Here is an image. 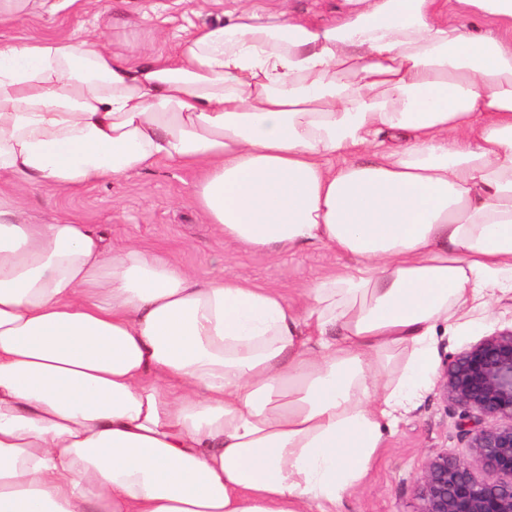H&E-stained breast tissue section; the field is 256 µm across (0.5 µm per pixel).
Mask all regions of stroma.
Wrapping results in <instances>:
<instances>
[{"mask_svg":"<svg viewBox=\"0 0 512 512\" xmlns=\"http://www.w3.org/2000/svg\"><path fill=\"white\" fill-rule=\"evenodd\" d=\"M237 0H61L54 13L27 17L6 34L15 38L48 34L81 35L124 51L137 43L147 49L172 48L176 36L204 25L223 23ZM195 172L163 162L109 184L61 193L35 185L23 192L25 208L36 223L69 220L101 228L113 247L136 243L168 256L203 278L235 273L259 286L283 289L297 298L316 277L343 265L327 247L298 250L278 258L246 252L225 242L206 224L190 189ZM512 326V298L496 302L488 322L464 336L442 332L436 362L494 331ZM462 411L429 389L418 405L385 435L363 483L345 499L344 512H419L417 481L428 457L445 452L468 454L461 432Z\"/></svg>","mask_w":512,"mask_h":512,"instance_id":"obj_1","label":"stroma"}]
</instances>
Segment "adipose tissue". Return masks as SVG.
Returning <instances> with one entry per match:
<instances>
[{"label": "adipose tissue", "mask_w": 512, "mask_h": 512, "mask_svg": "<svg viewBox=\"0 0 512 512\" xmlns=\"http://www.w3.org/2000/svg\"><path fill=\"white\" fill-rule=\"evenodd\" d=\"M351 2L144 59L0 36V512H336L512 295V0ZM163 161L225 241L347 264L295 301L17 194Z\"/></svg>", "instance_id": "1"}]
</instances>
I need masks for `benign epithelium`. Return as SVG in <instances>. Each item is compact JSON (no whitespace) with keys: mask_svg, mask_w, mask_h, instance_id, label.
I'll return each instance as SVG.
<instances>
[{"mask_svg":"<svg viewBox=\"0 0 512 512\" xmlns=\"http://www.w3.org/2000/svg\"><path fill=\"white\" fill-rule=\"evenodd\" d=\"M437 391L463 410L469 458L427 459L419 512H512V328L445 359ZM478 470L490 478H478Z\"/></svg>","mask_w":512,"mask_h":512,"instance_id":"obj_1","label":"benign epithelium"}]
</instances>
